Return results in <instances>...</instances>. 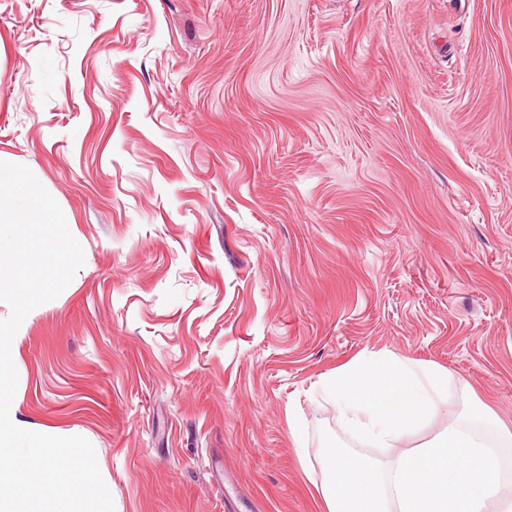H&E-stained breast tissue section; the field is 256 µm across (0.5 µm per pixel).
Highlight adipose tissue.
<instances>
[{
	"label": "adipose tissue",
	"instance_id": "adipose-tissue-1",
	"mask_svg": "<svg viewBox=\"0 0 512 512\" xmlns=\"http://www.w3.org/2000/svg\"><path fill=\"white\" fill-rule=\"evenodd\" d=\"M318 391L364 445L391 448L446 402L448 371L382 350L322 377Z\"/></svg>",
	"mask_w": 512,
	"mask_h": 512
}]
</instances>
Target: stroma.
<instances>
[{
  "mask_svg": "<svg viewBox=\"0 0 512 512\" xmlns=\"http://www.w3.org/2000/svg\"><path fill=\"white\" fill-rule=\"evenodd\" d=\"M0 159L84 252L15 334V417L115 512H325L314 384L447 369L512 428V0H0ZM302 420L294 439L288 419Z\"/></svg>",
  "mask_w": 512,
  "mask_h": 512,
  "instance_id": "stroma-1",
  "label": "stroma"
}]
</instances>
